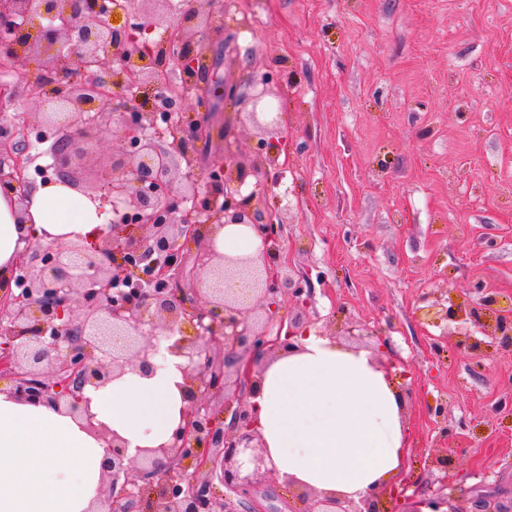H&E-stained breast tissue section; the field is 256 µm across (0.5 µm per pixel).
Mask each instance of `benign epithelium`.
<instances>
[{
    "mask_svg": "<svg viewBox=\"0 0 512 512\" xmlns=\"http://www.w3.org/2000/svg\"><path fill=\"white\" fill-rule=\"evenodd\" d=\"M137 0H0V99H13L20 82L18 65L44 49L42 72L26 82L27 96L40 105L38 124L61 134L51 149L54 174L75 183L68 171L69 149L79 143L94 152L103 133L117 125L122 151L112 166L98 170L107 187L88 194L110 230L87 249L35 245L25 250L14 277L18 293L0 301V376L15 380V395L25 402L65 407L75 414L83 391L102 387L135 371L153 375L167 355L185 364V426L157 449L128 456L125 443L112 437L103 465L105 489L100 512H236L251 499L258 476L268 473L265 455L247 401L226 396L227 379L254 394L258 368L239 352L259 356L292 346L301 318L279 314L280 297L289 295L302 310L311 303L300 280L279 271L280 224L256 195L242 194L247 168L263 171L268 158L220 162L198 170L200 145L210 142L212 114L186 119L193 93L202 100L233 90L208 84L216 61L209 60L212 36L223 31L216 18L195 7L176 19L163 15L139 24L117 25ZM184 81L168 112L155 94L171 88L169 72ZM251 116L274 128L280 115L270 110L266 90L252 84ZM22 138L0 142V187L28 197L29 167L38 158ZM218 224H243L262 240L259 256L217 252L212 236ZM237 284L224 287V282ZM251 306H243L240 293ZM78 295L84 314H71ZM478 287L474 298L433 312V320L478 321L487 311L495 324L482 326L484 339L460 332L472 351L512 345L506 330L512 310ZM195 335L188 336L184 326ZM276 331H271V328ZM222 337L224 354L210 347ZM192 460L187 474L182 462ZM224 486L217 496L213 481ZM394 490L382 488L355 502L341 494L313 492L306 512H389Z\"/></svg>",
    "mask_w": 512,
    "mask_h": 512,
    "instance_id": "obj_1",
    "label": "benign epithelium"
}]
</instances>
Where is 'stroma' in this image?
Returning <instances> with one entry per match:
<instances>
[{
  "mask_svg": "<svg viewBox=\"0 0 512 512\" xmlns=\"http://www.w3.org/2000/svg\"><path fill=\"white\" fill-rule=\"evenodd\" d=\"M214 80L236 101L189 100L190 113L233 115L200 166L227 151L254 156L250 76H267L284 114L276 163L259 199L283 225L280 258L312 291L307 328L376 359L406 401L404 480L415 499L447 478V512L477 499L512 507V350L474 356L455 323L423 309L489 288L512 307V0H229ZM71 158L81 189L120 150ZM444 458L447 468L434 466ZM259 512H303L278 474Z\"/></svg>",
  "mask_w": 512,
  "mask_h": 512,
  "instance_id": "35a3bbf8",
  "label": "stroma"
}]
</instances>
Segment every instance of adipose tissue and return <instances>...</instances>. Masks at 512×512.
<instances>
[{"mask_svg": "<svg viewBox=\"0 0 512 512\" xmlns=\"http://www.w3.org/2000/svg\"><path fill=\"white\" fill-rule=\"evenodd\" d=\"M101 230L95 204L61 179L36 182L23 204L0 192V285L11 283L26 245L90 246ZM213 246L255 255L261 240L229 224L216 229ZM183 365L171 355L154 375L86 387V418L18 400L0 383V512H91L111 437L133 454L168 443L181 425ZM250 402L283 482L355 500L395 482L407 452L405 401L369 352L301 333L292 351L264 364Z\"/></svg>", "mask_w": 512, "mask_h": 512, "instance_id": "obj_1", "label": "adipose tissue"}]
</instances>
